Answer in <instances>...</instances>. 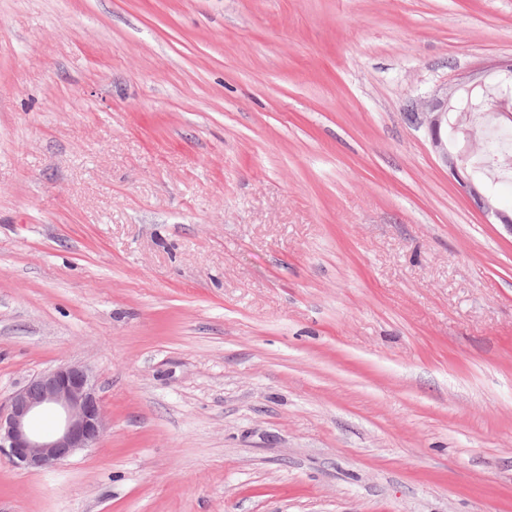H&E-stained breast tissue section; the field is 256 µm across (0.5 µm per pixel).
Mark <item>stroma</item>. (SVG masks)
I'll return each mask as SVG.
<instances>
[{"label":"stroma","instance_id":"stroma-1","mask_svg":"<svg viewBox=\"0 0 512 512\" xmlns=\"http://www.w3.org/2000/svg\"><path fill=\"white\" fill-rule=\"evenodd\" d=\"M512 0H0V512H512V233L409 114ZM51 414L54 429L35 431L32 420ZM106 428L89 369L64 363L31 378L0 409V454L29 470L56 467L78 450L96 447Z\"/></svg>","mask_w":512,"mask_h":512}]
</instances>
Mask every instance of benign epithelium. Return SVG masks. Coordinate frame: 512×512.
Listing matches in <instances>:
<instances>
[{
  "mask_svg": "<svg viewBox=\"0 0 512 512\" xmlns=\"http://www.w3.org/2000/svg\"><path fill=\"white\" fill-rule=\"evenodd\" d=\"M448 90L440 89L415 101L411 119L427 128L430 144L473 204L494 215L512 233V214L493 209L480 182L468 172L466 155L448 151ZM50 414L49 433L32 428L37 416ZM106 428L103 406L91 384L89 369L64 363L31 378L14 391L7 409L0 410V454L29 470L56 467L77 451L97 446Z\"/></svg>",
  "mask_w": 512,
  "mask_h": 512,
  "instance_id": "1",
  "label": "benign epithelium"
}]
</instances>
